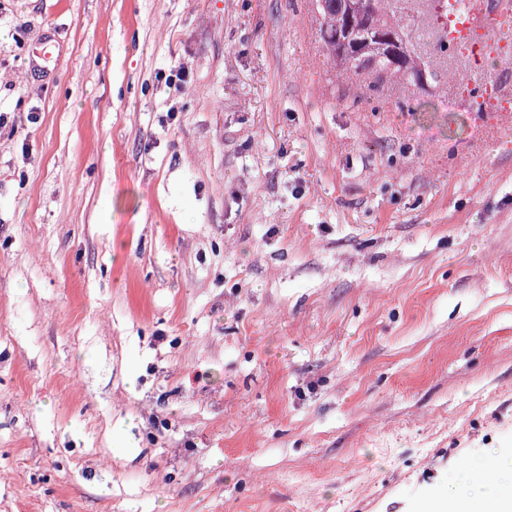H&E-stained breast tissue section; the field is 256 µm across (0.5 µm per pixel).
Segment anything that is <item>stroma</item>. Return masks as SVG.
<instances>
[{
	"mask_svg": "<svg viewBox=\"0 0 512 512\" xmlns=\"http://www.w3.org/2000/svg\"><path fill=\"white\" fill-rule=\"evenodd\" d=\"M317 28L0 0V512H420L512 457V55L423 120Z\"/></svg>",
	"mask_w": 512,
	"mask_h": 512,
	"instance_id": "35a3bbf8",
	"label": "stroma"
}]
</instances>
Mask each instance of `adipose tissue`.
<instances>
[{
    "label": "adipose tissue",
    "mask_w": 512,
    "mask_h": 512,
    "mask_svg": "<svg viewBox=\"0 0 512 512\" xmlns=\"http://www.w3.org/2000/svg\"><path fill=\"white\" fill-rule=\"evenodd\" d=\"M429 512H512V488L502 489L491 470H479L466 483L449 486Z\"/></svg>",
    "instance_id": "1"
}]
</instances>
